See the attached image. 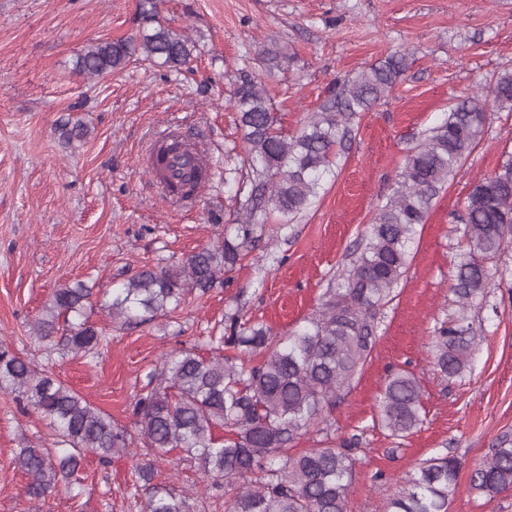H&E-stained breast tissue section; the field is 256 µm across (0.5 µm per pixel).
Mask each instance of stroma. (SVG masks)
<instances>
[{
    "instance_id": "35a3bbf8",
    "label": "stroma",
    "mask_w": 512,
    "mask_h": 512,
    "mask_svg": "<svg viewBox=\"0 0 512 512\" xmlns=\"http://www.w3.org/2000/svg\"><path fill=\"white\" fill-rule=\"evenodd\" d=\"M142 0H0V340L84 395L115 424L132 427V406L162 354L197 348L237 316L284 336L318 310L331 278L348 263L377 208L390 195L408 152L469 95L512 73V0H154L158 16L196 45L175 71L138 60L90 78L76 61L96 41L139 35ZM410 67L392 92L360 113L338 150L320 197L288 227L266 225L225 286L189 295L182 310L137 327L90 311L108 341L93 362L46 359L31 327L54 291L78 280L93 302L142 266L184 261L230 228L235 192L248 169L229 106L239 69L262 79L285 135H296L329 84L354 77L390 52ZM285 58L270 63L269 51ZM87 134L65 145L61 124ZM204 151L211 177L196 199L169 201L143 165L166 127ZM512 153V111L492 108L485 133L434 200L412 261L381 309L376 346L329 414L331 430L301 436L295 452L324 436L358 435L348 512H388V503L426 459L462 462L448 512H512V490L488 496L470 475L503 435H512V245L488 263L483 301L469 314L483 338L462 376L433 369L431 337L455 307L456 257L464 247L458 215L472 184ZM405 369L422 391V422L403 439L378 424L377 396L389 371ZM54 449L40 415L0 390V512H38L15 462L26 446ZM135 460L99 464L87 453L74 490L58 488L39 512H139ZM190 512H224L194 459L160 462Z\"/></svg>"
}]
</instances>
